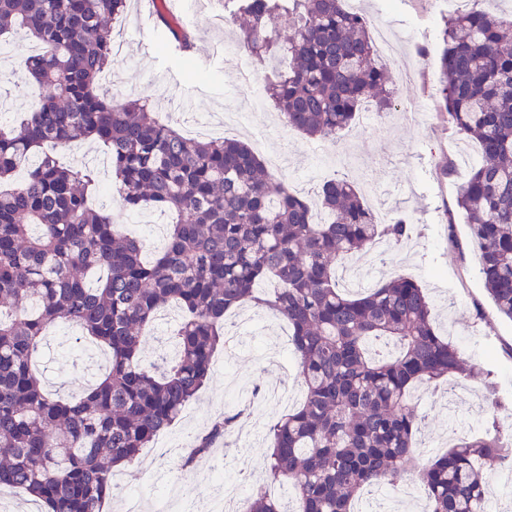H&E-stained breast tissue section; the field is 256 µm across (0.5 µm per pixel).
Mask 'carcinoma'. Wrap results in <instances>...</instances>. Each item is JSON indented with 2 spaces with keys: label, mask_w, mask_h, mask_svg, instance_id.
<instances>
[{
  "label": "carcinoma",
  "mask_w": 512,
  "mask_h": 512,
  "mask_svg": "<svg viewBox=\"0 0 512 512\" xmlns=\"http://www.w3.org/2000/svg\"><path fill=\"white\" fill-rule=\"evenodd\" d=\"M473 7L444 20L437 107L480 152L459 187L471 244L498 314L512 321V14ZM126 0H0V35L38 45L17 77L35 105L0 128V486L24 491L41 512H102L112 468L129 464L171 427L206 384L216 350L232 336L227 314L246 304L288 321L304 401L267 435L268 479L293 489L295 512H354L371 487H398L415 473L431 512H485L486 474L512 464V427L463 437L419 467L423 416L411 402L465 375L461 351L439 334L427 289L408 277L363 291L339 285L348 260L411 234L404 218L380 224L361 191L323 181L326 215L268 175L238 139L188 138L138 99L101 90L116 60L111 21ZM243 48L262 62L288 60L264 92L284 125L311 138L347 129L363 103L389 111L369 23L344 0H240ZM290 33L279 34L282 19ZM103 144L124 210L176 215L165 246L119 232L92 204L96 171L60 164L78 141ZM186 317L176 359H141V329L170 302ZM58 321L77 325L108 352L105 374L78 398L51 396L31 368ZM226 411L180 456L188 467L233 433ZM249 512H282L253 487Z\"/></svg>",
  "instance_id": "carcinoma-1"
}]
</instances>
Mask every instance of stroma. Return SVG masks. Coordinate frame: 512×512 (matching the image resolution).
I'll list each match as a JSON object with an SVG mask.
<instances>
[{"label":"stroma","instance_id":"35a3bbf8","mask_svg":"<svg viewBox=\"0 0 512 512\" xmlns=\"http://www.w3.org/2000/svg\"><path fill=\"white\" fill-rule=\"evenodd\" d=\"M357 4L372 25L386 28L397 44L395 57L383 63L397 91L396 109L384 120H369L374 106L368 103L353 125L336 137L313 139L287 129L271 104H251L239 88L238 69L226 66L224 58L208 60L201 54L202 48L215 44L238 45L237 26L224 32L210 27L212 16L233 14L237 0H215L209 6L204 0H180L174 15L195 36L189 69L184 66L186 57L163 46L158 24L140 27L137 9H129L112 30L114 41L123 48L124 69V83L114 95L149 101L160 120L182 129L205 115L220 120L228 113H242V121L229 127L227 137L250 143L265 138L271 146L283 148L288 164L278 177L293 191L315 198L319 182L313 171L319 165L352 181L362 174L379 189L372 207L408 217L415 227L411 239L391 247L382 258L365 253L362 261L382 265L384 278L408 276L425 285L441 334L476 366L473 374L460 379L467 398L452 413L441 411L439 399L422 403L425 420L415 456L424 464L433 457L429 445L447 431L451 416H458L468 429L484 430L489 421L483 402L487 391H495L505 405H512V322L498 315L484 290L479 254L469 244L465 216L456 206L457 188L469 174L477 146L456 134L436 110L441 20L463 8V0H357ZM405 69L415 71L413 85H400L399 74ZM95 350V344L81 339L74 327L64 323L51 327L35 356L47 390L81 395ZM278 375L297 383L298 366L289 351L287 322L271 317L258 321L248 334L233 337L216 353L204 388L153 447L141 451L134 463L139 490L156 489V449L176 455L190 436L209 427L229 406L243 410L257 425L258 438L249 443L231 436L229 451L189 468L171 466L166 481L204 495L215 473L212 464H219L216 473L233 483L240 482L244 469L262 472L267 427L281 411L273 402L254 398L253 392Z\"/></svg>","mask_w":512,"mask_h":512}]
</instances>
